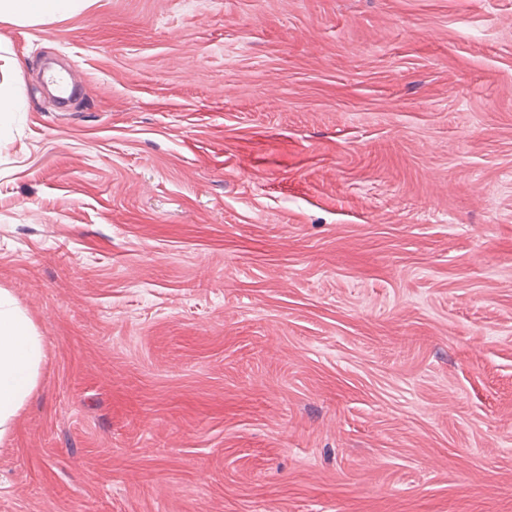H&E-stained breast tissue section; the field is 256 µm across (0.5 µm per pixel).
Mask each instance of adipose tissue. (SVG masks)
<instances>
[{
    "instance_id": "ef3b65f1",
    "label": "adipose tissue",
    "mask_w": 512,
    "mask_h": 512,
    "mask_svg": "<svg viewBox=\"0 0 512 512\" xmlns=\"http://www.w3.org/2000/svg\"><path fill=\"white\" fill-rule=\"evenodd\" d=\"M91 0H0V22L34 26L73 17ZM45 358L43 336L14 297L0 289V439L35 391Z\"/></svg>"
}]
</instances>
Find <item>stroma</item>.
Instances as JSON below:
<instances>
[{"instance_id": "stroma-1", "label": "stroma", "mask_w": 512, "mask_h": 512, "mask_svg": "<svg viewBox=\"0 0 512 512\" xmlns=\"http://www.w3.org/2000/svg\"><path fill=\"white\" fill-rule=\"evenodd\" d=\"M0 55L47 350L0 512H512V0H94Z\"/></svg>"}]
</instances>
